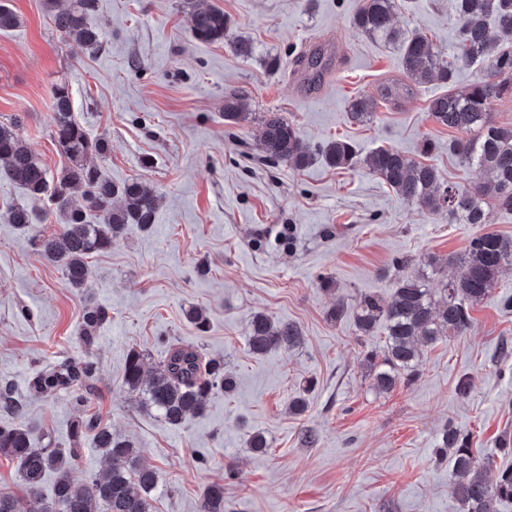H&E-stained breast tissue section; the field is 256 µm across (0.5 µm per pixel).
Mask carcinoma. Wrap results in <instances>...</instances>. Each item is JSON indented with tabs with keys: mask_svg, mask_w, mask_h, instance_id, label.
Here are the masks:
<instances>
[{
	"mask_svg": "<svg viewBox=\"0 0 512 512\" xmlns=\"http://www.w3.org/2000/svg\"><path fill=\"white\" fill-rule=\"evenodd\" d=\"M44 7L71 50L83 52L100 46L102 33L94 21L96 0H70L62 10L57 9L56 0H44ZM393 9L394 0H360L353 25L371 38L399 44L403 71L411 82L437 81L448 86L429 101L427 112L439 125L474 132L473 138L454 144L453 151L488 179L462 192L444 185L434 167L395 148L377 147L365 154L350 141L336 139L313 149L281 112L263 115L261 157L296 171L306 169L318 156L331 167H364L401 199L434 215L446 214L459 224L488 223L485 206L490 202L512 212V127L499 124L492 112L494 99L512 96V47L503 45L512 39V0H457L455 47L446 54L433 49L420 31L400 36L393 23ZM231 31L232 22L222 9L193 6L191 32L195 40L214 43L228 38ZM476 62L486 66L485 77L463 92L454 91L451 85L459 66ZM52 107V138L66 160L61 170L50 175L18 133L16 121L0 125V167L28 195L48 198L57 228L46 232L34 223L33 214L21 207L9 208V218L27 233L31 245L62 269L70 287L87 289L89 255L112 248L129 224L152 227L158 199L140 181L115 183L101 167L87 164L89 155H105L108 143L90 137L77 121L68 84L53 87ZM375 109L376 102L367 96L350 103L351 115L357 120L371 117ZM248 117L242 96L224 98V121L238 124ZM448 263L459 272L445 282L438 300L429 279L415 275L400 279L387 299L366 295L359 301L355 325L360 335H369L380 323L385 326L383 349L365 358L375 389L386 392L403 379L411 380L422 358L420 346L468 330L471 307L489 296L497 275L512 264V239L481 229L465 253L448 258ZM108 318V308L87 306L78 329L85 355L36 371L29 379V391L65 393L82 404L97 380L93 348ZM301 336L297 324L257 314L249 324L247 346L251 353L263 355L293 348ZM144 376V354L132 349L125 362V385L142 394L143 407L174 427L203 415L214 392L229 393L234 388L232 376L224 373V360L206 357L191 343L169 345L149 379ZM88 432L94 433L106 469L78 482L72 477V467L81 457L82 438ZM436 455L450 458L455 477L453 497L462 512H497L498 503L512 500V468L487 480V467L475 461L472 449L457 431L444 430ZM0 456L17 463L19 491L29 498V512H153L156 472L141 464L131 441L115 436L91 416L74 420L68 448H37L30 427L0 423ZM51 468L57 477L54 497L47 502L40 496V486ZM201 512H226L224 483L207 488Z\"/></svg>",
	"mask_w": 512,
	"mask_h": 512,
	"instance_id": "1",
	"label": "carcinoma"
}]
</instances>
